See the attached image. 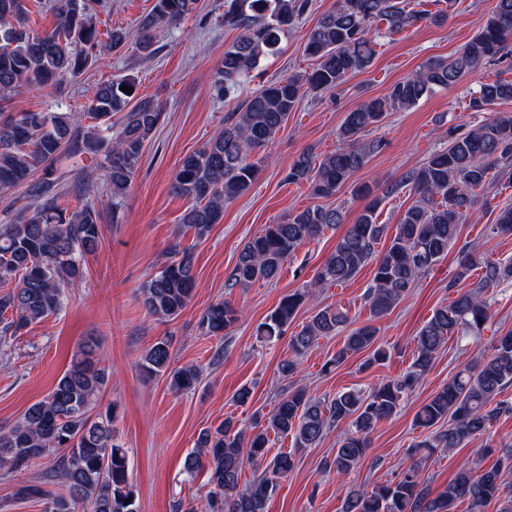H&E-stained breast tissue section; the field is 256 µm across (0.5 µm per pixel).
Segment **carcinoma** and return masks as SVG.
<instances>
[{"mask_svg":"<svg viewBox=\"0 0 512 512\" xmlns=\"http://www.w3.org/2000/svg\"><path fill=\"white\" fill-rule=\"evenodd\" d=\"M54 26L49 31L28 28L24 0H0V191L29 188L33 202L0 222V338L15 337L28 325L61 309L66 289L83 279L86 258L103 236L96 208L67 201L58 187L55 162L65 153L77 156L105 146L104 179L117 210L131 185L146 143L163 120L164 112L145 101L133 103L136 80L129 76L97 84L87 111L8 112L1 106L8 95L23 87L48 88L68 76L84 72L96 62L99 46L117 52L126 43L125 32L114 29L102 42L95 15L99 0H50ZM312 7V0H228L224 26L239 32L224 49V59L214 85L226 93L241 88L262 59L278 50L282 39ZM196 8V0H154L139 20L140 50L154 52V33L176 25ZM444 12L431 13L422 3L407 0H337L336 8L320 16L304 36V53L316 61L312 72L290 75L261 86L224 129L200 149L186 155L173 179L174 192L188 200L182 224L202 240L224 215V205L247 193L254 184L262 159L252 154L265 149L300 104L304 96L342 85L347 76L371 66L376 55L378 25L398 33L430 18L443 20ZM512 58V0H497L481 31L449 59L426 62L388 93L364 101L347 113L337 133L336 149L318 160L308 152L298 156L286 179L306 182L317 198H331L383 148L365 133L377 127L390 112L414 107L437 88L456 84L488 59ZM134 89L127 94L122 87ZM512 100V80L479 82L468 107L482 112ZM122 113L112 131V115ZM89 120L87 127L81 122ZM512 170V113L497 112L464 132H448V146L434 151L418 167L372 195L367 186L354 193L370 198L358 217L347 224L313 284L283 296L258 326L257 336L271 343L289 335L291 356L280 364L283 377L298 374L297 358L314 348L322 336L350 325L347 311L320 306L299 331L288 333L299 309L315 298V289L342 286L360 270L373 264V277L364 297L369 317L348 331L333 362L369 352L367 365L389 358L380 343L375 322L389 315L410 294L411 288L448 254L460 226L474 214L478 196L495 192L497 181ZM414 202L402 214L395 234L384 250L376 245L387 226L377 222L383 198L403 188ZM346 224L336 207L317 205L290 213L278 224H267L241 249L229 287L247 288L271 281L302 245L328 228ZM494 232L512 234V207L499 210ZM475 270L481 272L470 289L458 286ZM512 284V259L489 260L473 249H463L448 287L456 296L437 308L415 336L416 353L411 369L383 379L365 393L339 392L329 401L289 390L262 420L243 427L232 416L215 429L200 432L195 449L184 460V471L208 473L212 490L204 512H267V504L280 480L293 470V452L268 457L271 438L291 437L293 448H315L341 425L327 465L339 476L364 461L369 436L392 418L400 401L411 394L430 371L437 354L451 336H479L491 320L487 293ZM195 289L193 255L174 251L172 260L155 272L140 290L145 310L161 319L176 318L191 303ZM239 311L226 300L210 303L199 325L208 336L224 337L238 322ZM170 345L163 339L147 348L138 368L147 377L167 376L169 388L180 393L196 388L200 372L192 366L173 368ZM110 372L97 353L94 338L84 340L52 392L30 405L5 433H0V466L28 467L49 454L56 456L59 492L27 485L19 494L46 500L45 512H139L130 480L127 452L112 443L114 410L95 411ZM512 386V330L494 339L482 354L459 370L415 415L427 434L412 446V461L399 479L368 491L350 487L342 512H453L459 502L467 512H512V448L489 467L465 463L455 478L432 494L423 472L438 448H464L483 435L494 421L512 414V402L503 393ZM259 470L239 488L244 469Z\"/></svg>","mask_w":512,"mask_h":512,"instance_id":"1","label":"carcinoma"}]
</instances>
